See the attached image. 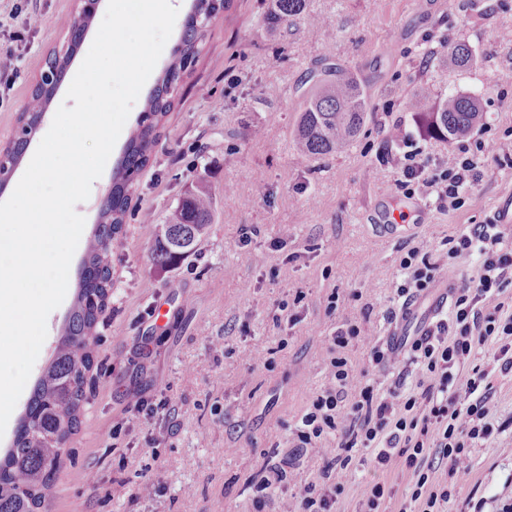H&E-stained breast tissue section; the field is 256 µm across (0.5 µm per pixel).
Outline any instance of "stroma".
<instances>
[{"mask_svg": "<svg viewBox=\"0 0 512 512\" xmlns=\"http://www.w3.org/2000/svg\"><path fill=\"white\" fill-rule=\"evenodd\" d=\"M74 0H0V143L32 104L47 56L70 45ZM321 27L309 24L310 18ZM512 0H308L306 15L270 19L266 0H232L197 44L193 63L158 125L148 164L125 195L124 231L112 246V298L99 317L101 342L71 464L51 488L52 512H254V480L294 457L275 500L293 512L305 483L322 482L337 439L293 451L289 439L313 397L333 386L331 336L342 323L360 335L345 349L351 391L416 390L417 365L396 356L369 367L373 345L399 322V262L412 247L446 270L422 296L438 316L442 288L473 281L476 259L448 256L446 240L482 223L512 200V160L487 154L483 176L455 213L422 193H404L402 145L385 137L403 125L424 155L512 140ZM469 43L472 68L449 71V45ZM328 65L364 85L367 119L340 152L300 157L294 145L300 107L314 74ZM477 96L482 122L452 140L425 136L412 94ZM207 173L214 194L208 237L170 268L154 266L152 247L185 187ZM405 227L387 225L395 206ZM257 228L251 242L241 225ZM337 295L336 308L328 298ZM73 303L51 317L18 406H25L50 361ZM176 414H166L165 405ZM492 433L465 460L484 512L512 507V374L500 377ZM345 494L337 512H359L368 484L392 487L382 512H400L414 488L400 459L375 469L356 449L349 469L332 470ZM120 484L112 499L101 487Z\"/></svg>", "mask_w": 512, "mask_h": 512, "instance_id": "stroma-1", "label": "stroma"}]
</instances>
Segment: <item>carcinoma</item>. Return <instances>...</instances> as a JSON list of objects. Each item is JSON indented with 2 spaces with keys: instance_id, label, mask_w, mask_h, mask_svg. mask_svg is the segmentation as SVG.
<instances>
[{
  "instance_id": "cac0c4a2",
  "label": "carcinoma",
  "mask_w": 512,
  "mask_h": 512,
  "mask_svg": "<svg viewBox=\"0 0 512 512\" xmlns=\"http://www.w3.org/2000/svg\"><path fill=\"white\" fill-rule=\"evenodd\" d=\"M306 0H270V11L277 21L297 18L305 13ZM475 63L471 46L460 41L448 52V67L465 70ZM155 114L163 115L171 106L167 80H162L150 98ZM410 108L417 114L423 133L448 140L467 133L483 118L479 100L472 94L450 92L441 97L430 108L417 94L411 95ZM367 118V103L364 90L353 76L345 70L329 67L306 98L296 127V149L302 157H316L331 154L350 143L359 133ZM155 126L147 125L136 130L129 141L126 162L117 173L123 183L132 182L148 160V153L155 144ZM213 195L208 187L206 175L200 173L197 179L183 192L177 205L169 212L165 224L161 225L157 243L151 253L153 264L161 268L176 265L179 259L196 252L212 223ZM124 229V213L104 209L97 224L96 236L111 239ZM84 261L88 265L103 267L104 282L100 289V300L104 301L112 292L110 265L107 258L96 252H87ZM105 305H91L85 292L76 294L63 340L77 335H97L98 315ZM93 361H87L79 369L66 355H56L49 370L55 382L63 385L72 397V407L66 414L67 430L75 432L80 424L84 403L87 400V375ZM30 421L44 432L59 428L61 416L54 409L43 382H38L30 402ZM10 461L47 476L58 473L65 461L48 458L40 454L34 441L18 437L9 452ZM29 498L36 505L40 495H21L6 480L0 481V512H22L23 498Z\"/></svg>"
}]
</instances>
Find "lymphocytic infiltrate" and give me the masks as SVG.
Masks as SVG:
<instances>
[{
	"label": "lymphocytic infiltrate",
	"mask_w": 512,
	"mask_h": 512,
	"mask_svg": "<svg viewBox=\"0 0 512 512\" xmlns=\"http://www.w3.org/2000/svg\"><path fill=\"white\" fill-rule=\"evenodd\" d=\"M483 146L470 155L449 153L431 159L417 147L404 151L402 187H415L432 198L439 209L458 210L466 193L478 182L485 163ZM448 253L455 257L478 256L481 273L473 284L449 291L448 317L432 321L416 336L372 347L369 362L383 367L391 355L408 353L427 381L419 392L391 391L389 396L365 386L349 393L351 366L342 351L358 337L357 325L346 322L332 338L337 349L330 361L333 388L318 393L293 431L298 448H312L327 435L338 438L336 457L325 471L347 469L356 448L370 450L375 467L386 468L392 456L403 458L416 477L412 500L421 501V512H444L469 483L464 460L469 448L490 435L491 403L495 373H512V311L503 304L485 307L488 297L512 288V240L498 216L468 224L449 238ZM405 279L397 289L404 305H411L442 273L429 253L414 247L401 259ZM486 348L488 366L476 364L477 348ZM448 471V485L426 491L428 473L437 467Z\"/></svg>",
	"instance_id": "obj_1"
}]
</instances>
